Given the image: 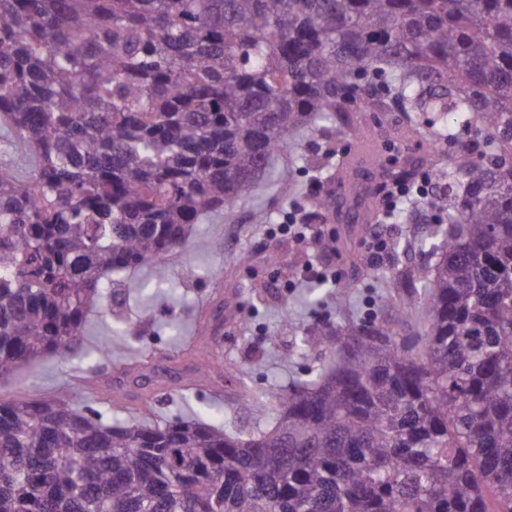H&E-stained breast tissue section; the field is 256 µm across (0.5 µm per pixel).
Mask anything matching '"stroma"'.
Here are the masks:
<instances>
[{
    "instance_id": "1",
    "label": "stroma",
    "mask_w": 512,
    "mask_h": 512,
    "mask_svg": "<svg viewBox=\"0 0 512 512\" xmlns=\"http://www.w3.org/2000/svg\"><path fill=\"white\" fill-rule=\"evenodd\" d=\"M420 152L414 140L369 144L357 135L336 137L330 130L303 137L298 150L279 157L274 174L244 194L233 212L213 214L197 225L181 262L168 267L181 288L179 298L124 305L122 313L133 327L124 338L126 354L100 369L91 356L47 357L0 377V396L37 400L69 394L105 417L122 419L138 415L147 399L153 414L167 419L205 415L231 398L236 405L227 422L250 430L253 414L237 398L242 386L285 384L328 363V350H298L301 334L344 323H394L403 332L422 326V317L400 309L389 278L397 269L426 262L435 225L419 223L416 212L406 211L403 220L390 227V259L374 266L364 245L373 219L349 200L351 185L376 189L383 170ZM318 190L331 198L320 211L319 224L336 238L335 261L353 284L347 293L332 287L313 290L299 279L301 266L318 254L312 241L271 235L289 205H310ZM212 240L223 241V252L209 249ZM244 254L249 255V264L241 263ZM228 298L238 304L236 318L221 326L218 344H203L196 335L197 324L211 322ZM160 358L179 368L211 364L221 375V385L214 391L187 386L178 378L164 383L146 377L127 388L124 400L113 402L112 379L123 375L126 362L140 360L150 366Z\"/></svg>"
}]
</instances>
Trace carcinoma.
Masks as SVG:
<instances>
[{
	"instance_id": "cac0c4a2",
	"label": "carcinoma",
	"mask_w": 512,
	"mask_h": 512,
	"mask_svg": "<svg viewBox=\"0 0 512 512\" xmlns=\"http://www.w3.org/2000/svg\"><path fill=\"white\" fill-rule=\"evenodd\" d=\"M369 109L435 171V261L393 274L417 336H300L336 362L242 387L249 433L1 398L0 512H512V0H0V122L30 158L0 168V375L81 355L97 313L127 335L112 275L171 288L194 225Z\"/></svg>"
}]
</instances>
